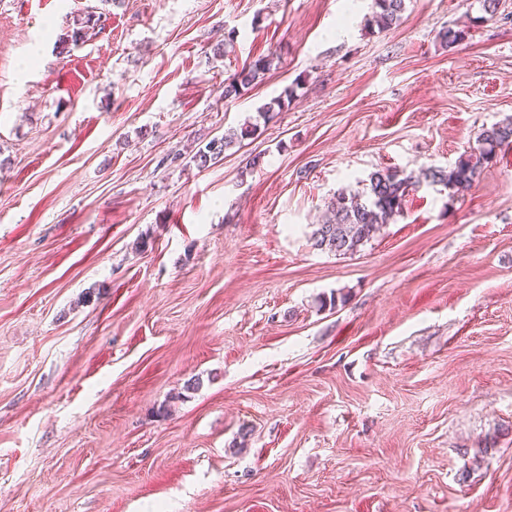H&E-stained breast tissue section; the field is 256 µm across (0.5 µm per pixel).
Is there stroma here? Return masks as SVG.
Here are the masks:
<instances>
[{"label": "stroma", "mask_w": 512, "mask_h": 512, "mask_svg": "<svg viewBox=\"0 0 512 512\" xmlns=\"http://www.w3.org/2000/svg\"><path fill=\"white\" fill-rule=\"evenodd\" d=\"M506 119L512 0H0V512H512V147L309 241ZM374 18L380 28L395 24L406 9V0H372ZM273 54L261 56L253 60L241 70L236 71L224 80V100L237 99L243 96L252 86L258 83V79L272 69ZM256 130V126L250 125L242 127L240 132L227 130L224 135L210 138L204 148L200 147L192 159L198 167L206 168L222 159L226 149L241 142L244 137L254 134ZM413 187L411 177L381 170L370 175L361 194L340 191L328 206L331 217L323 224H315L309 238L311 246L339 256L353 254L383 224H390L400 214Z\"/></svg>", "instance_id": "stroma-1"}]
</instances>
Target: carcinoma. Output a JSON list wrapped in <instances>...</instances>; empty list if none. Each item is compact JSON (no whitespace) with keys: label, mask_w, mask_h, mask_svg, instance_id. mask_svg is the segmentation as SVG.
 Instances as JSON below:
<instances>
[{"label":"carcinoma","mask_w":512,"mask_h":512,"mask_svg":"<svg viewBox=\"0 0 512 512\" xmlns=\"http://www.w3.org/2000/svg\"><path fill=\"white\" fill-rule=\"evenodd\" d=\"M374 18L381 28L395 24L406 9V0H372ZM101 15L89 12L74 19L71 41L83 39L85 32L98 26ZM274 57L261 56L224 79V99H237L243 96L258 79L272 69ZM285 96L272 99L260 108V113L272 118L285 108ZM257 127L247 125L241 130H228L221 136H214L205 146L199 148L193 161L200 168L218 162L229 147L244 137L254 134ZM512 145V121L498 123L484 130L473 151L460 158L448 169L431 168L424 173L425 180L432 184H441L457 191L472 185L487 160L497 151ZM414 184L410 177H403L396 171L381 170L369 177L366 190L362 193L340 191L331 206V217L322 224L315 225L311 236V246L318 250L329 251L337 255L352 254L363 243L369 241L385 224L390 223L402 211L406 196Z\"/></svg>","instance_id":"carcinoma-1"}]
</instances>
